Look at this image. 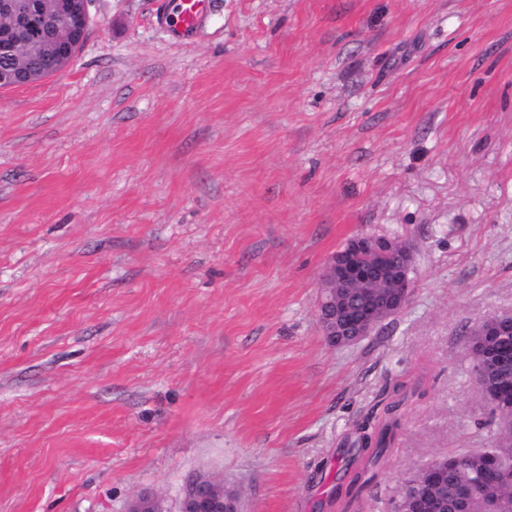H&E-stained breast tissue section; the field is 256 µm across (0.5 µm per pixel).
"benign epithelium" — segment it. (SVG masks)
<instances>
[{"label": "benign epithelium", "instance_id": "obj_1", "mask_svg": "<svg viewBox=\"0 0 512 512\" xmlns=\"http://www.w3.org/2000/svg\"><path fill=\"white\" fill-rule=\"evenodd\" d=\"M54 12L63 19L70 40L47 46L53 63L65 68L74 58L88 30L89 0H55ZM0 13L10 25L23 32L24 38L38 35L37 21L28 19L26 6L18 0L0 5ZM411 246L398 238L357 235L332 254L321 274L317 302L318 322L322 335L334 346H343L368 335L384 319L402 311L415 288ZM487 404L504 406L512 402V385L501 386L483 394ZM486 478L470 486L465 496L482 493L491 499L492 512H501L504 501L495 488L506 481L498 469L496 458L488 454ZM441 484L440 471L428 469V492L422 496L430 509L438 506L430 491ZM127 512H164L162 502L154 494H140L129 503ZM179 512H241L236 491L208 478H196L187 488Z\"/></svg>", "mask_w": 512, "mask_h": 512}]
</instances>
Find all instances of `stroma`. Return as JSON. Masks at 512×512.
<instances>
[{"mask_svg":"<svg viewBox=\"0 0 512 512\" xmlns=\"http://www.w3.org/2000/svg\"><path fill=\"white\" fill-rule=\"evenodd\" d=\"M214 2L184 45L163 0H91L64 70L0 89V512H178L197 477L391 512L498 439L467 332L512 312V0ZM359 234L412 243L415 292L334 347L320 275ZM394 397H397L394 401L387 404L385 414L388 415L386 421L382 426H377L374 423L371 416L366 417L356 429V437L353 445L367 450L368 448H374V452L371 456L370 461H377L382 454L384 448L387 447L388 438L391 430L397 425V418L395 412L403 401L400 396V388L398 386L393 387L392 390Z\"/></svg>","mask_w":512,"mask_h":512,"instance_id":"obj_1","label":"stroma"}]
</instances>
